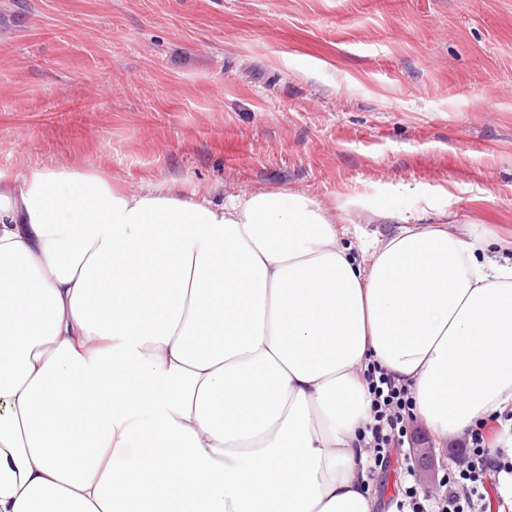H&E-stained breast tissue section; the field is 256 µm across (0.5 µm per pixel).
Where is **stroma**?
<instances>
[{"label":"stroma","instance_id":"1","mask_svg":"<svg viewBox=\"0 0 512 512\" xmlns=\"http://www.w3.org/2000/svg\"><path fill=\"white\" fill-rule=\"evenodd\" d=\"M34 166L512 239V0H0V171ZM450 449L371 471L379 512Z\"/></svg>","mask_w":512,"mask_h":512}]
</instances>
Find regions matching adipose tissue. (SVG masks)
I'll return each instance as SVG.
<instances>
[{
  "instance_id": "obj_1",
  "label": "adipose tissue",
  "mask_w": 512,
  "mask_h": 512,
  "mask_svg": "<svg viewBox=\"0 0 512 512\" xmlns=\"http://www.w3.org/2000/svg\"><path fill=\"white\" fill-rule=\"evenodd\" d=\"M361 221L0 172V512H375L370 366L441 442L511 407L512 248Z\"/></svg>"
}]
</instances>
